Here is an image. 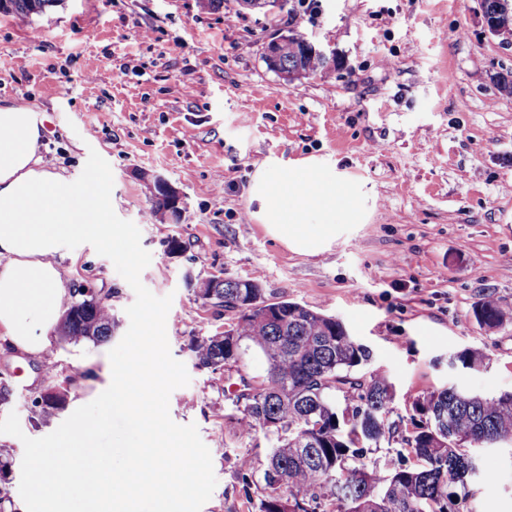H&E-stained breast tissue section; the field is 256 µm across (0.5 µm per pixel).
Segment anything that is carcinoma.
Here are the masks:
<instances>
[{"label":"carcinoma","mask_w":512,"mask_h":512,"mask_svg":"<svg viewBox=\"0 0 512 512\" xmlns=\"http://www.w3.org/2000/svg\"><path fill=\"white\" fill-rule=\"evenodd\" d=\"M8 14H39L53 0H8ZM288 81L323 76L342 66L330 63L294 37L278 46ZM153 216L176 218L155 188ZM197 295L235 312L221 336L193 348L204 369L237 375L225 393L239 433L264 437L261 470L253 456L239 461L245 491H254L258 512H453L469 496L477 470L476 449L512 443V392L482 397L463 389H437L414 400L418 423L401 437L397 464L381 472L366 462L373 445L398 433L392 418L395 388L375 371L357 369L371 351L335 316L288 299L269 301L251 280L212 275L197 283ZM478 324L501 327L506 316L493 298L474 309ZM115 322L103 298L79 290L65 311L61 333L100 343ZM261 355L264 369L247 372L246 357ZM342 395L346 407L336 405Z\"/></svg>","instance_id":"cac0c4a2"}]
</instances>
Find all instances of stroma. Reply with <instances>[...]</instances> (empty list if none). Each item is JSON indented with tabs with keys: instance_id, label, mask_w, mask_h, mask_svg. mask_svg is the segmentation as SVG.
I'll return each instance as SVG.
<instances>
[{
	"instance_id": "35a3bbf8",
	"label": "stroma",
	"mask_w": 512,
	"mask_h": 512,
	"mask_svg": "<svg viewBox=\"0 0 512 512\" xmlns=\"http://www.w3.org/2000/svg\"><path fill=\"white\" fill-rule=\"evenodd\" d=\"M317 3L297 19L238 0L215 11L197 0H57L27 19L0 14V102L45 112L40 153L70 179L90 152L110 164L114 211L151 255L140 279L173 298L167 338L190 382L171 393L169 414L197 425L217 479L201 512H254L238 470L252 445L228 417V380L192 351L234 314L198 299L189 277L252 280L268 299L339 318L393 382L402 432L413 400L433 389L512 392V323L486 330L473 317L488 296L512 313V98L496 89L512 72V41L486 34L479 0ZM289 29L330 44L341 69L291 83L270 71L264 48ZM274 156L318 159L367 193V211L325 251H290L249 218L252 175ZM155 176L182 193L178 222L154 220ZM56 258L67 291L95 288L115 328L98 344L53 335L40 356L0 347V418L17 413L23 431L0 434V488L14 503L23 437L50 434L99 395L135 300L91 245ZM466 348L485 364L455 363ZM51 391L65 402L47 414ZM479 460L496 480L475 483L456 512H512V445Z\"/></svg>"
}]
</instances>
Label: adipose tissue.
Listing matches in <instances>:
<instances>
[{"instance_id": "adipose-tissue-1", "label": "adipose tissue", "mask_w": 512, "mask_h": 512, "mask_svg": "<svg viewBox=\"0 0 512 512\" xmlns=\"http://www.w3.org/2000/svg\"><path fill=\"white\" fill-rule=\"evenodd\" d=\"M45 117L23 103L0 104V331L10 347L39 355L50 345L67 293L54 255L74 236L105 238L109 203L99 172L75 182L38 152ZM252 219L288 249L320 253L359 214L357 195L322 176L313 160L258 169Z\"/></svg>"}]
</instances>
